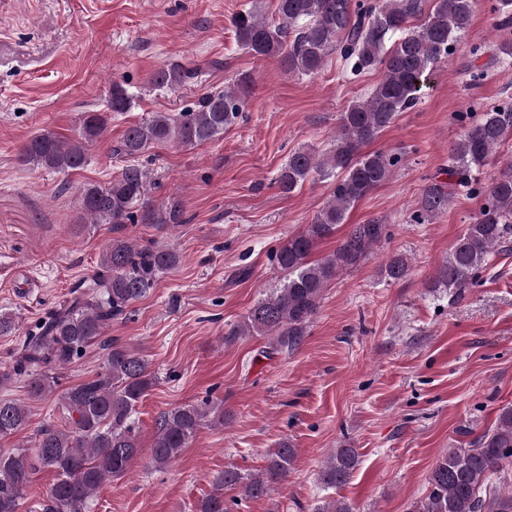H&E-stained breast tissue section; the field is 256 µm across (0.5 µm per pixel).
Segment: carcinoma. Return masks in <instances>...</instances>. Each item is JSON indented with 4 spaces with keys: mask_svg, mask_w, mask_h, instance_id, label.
<instances>
[{
    "mask_svg": "<svg viewBox=\"0 0 512 512\" xmlns=\"http://www.w3.org/2000/svg\"><path fill=\"white\" fill-rule=\"evenodd\" d=\"M278 21L270 23L257 6L233 19L241 48L256 56L275 57L284 72L306 76L318 72L332 51L357 75L383 72L382 80L341 114L330 149H299L278 173L282 193L293 192L315 174L333 183L325 205L305 231L283 243L272 260L283 274L279 286L259 299L230 335L266 338L262 353L270 357L300 348L308 335L328 283L343 270L357 266L370 250L391 237L390 225L375 218L353 224L336 250L312 262L310 254L320 241L333 236L357 202L386 181L402 157L365 148L402 112L420 100L430 70L453 55L471 25L475 0H273ZM499 25H512V0H493ZM198 71L171 64L153 73V91L176 90L197 79ZM134 95L112 83L108 112L131 110ZM248 106L245 82L214 91L176 114L155 112L126 127L112 154L123 166L106 185L85 184L77 198L93 224H182L183 204L170 199L156 208L148 199L151 176L139 163L150 145L176 140L187 146L215 141L244 118ZM463 135L450 148L448 181L425 188L413 216L425 224L448 208L457 187L480 201L466 231L436 270L433 291L459 296L473 285L494 250L512 235V159L492 181L476 178L512 134V101L479 113L457 114ZM107 112H86L78 134L64 138L44 128L20 148L19 161L53 172L77 170L88 162V147L106 129ZM180 254L154 242L138 245L112 239L102 250L97 269L70 303L50 312L37 330L28 334L12 371L0 384L22 378L27 396L38 401L58 393L68 427L44 426L35 447L0 450V512H19L25 489L42 470L54 473L55 483L40 512H89L92 499L107 482L124 477L139 458L141 448L133 419L137 404L156 383L147 359L116 341L107 345L102 371L61 392L55 370L79 358L101 341L114 321L126 318L131 305L156 286L161 274L175 267ZM407 258L390 257L382 273L389 281L406 276ZM211 413L224 414L223 405L206 401L175 408L160 416L151 448L156 466L169 464L188 447ZM27 406L0 399V438L21 430L28 422ZM296 449L281 442L256 475L234 467L224 469L211 494L198 502L195 512H226L224 489H238L245 499L268 496L284 483L294 466ZM512 461V406L500 409L490 429L467 448H450L432 469L425 495L413 512H512V479L506 464ZM359 463L357 450L338 448L325 462L320 482L327 488L346 484ZM500 484H492V476ZM314 512H355L344 500H324Z\"/></svg>",
    "mask_w": 512,
    "mask_h": 512,
    "instance_id": "cac0c4a2",
    "label": "carcinoma"
}]
</instances>
